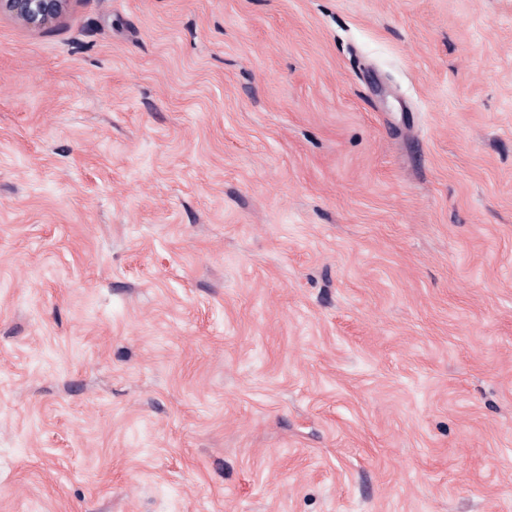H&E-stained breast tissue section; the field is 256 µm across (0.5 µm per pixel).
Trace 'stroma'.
Segmentation results:
<instances>
[{
  "label": "stroma",
  "instance_id": "stroma-1",
  "mask_svg": "<svg viewBox=\"0 0 512 512\" xmlns=\"http://www.w3.org/2000/svg\"><path fill=\"white\" fill-rule=\"evenodd\" d=\"M0 512H512V0L0 13Z\"/></svg>",
  "mask_w": 512,
  "mask_h": 512
}]
</instances>
